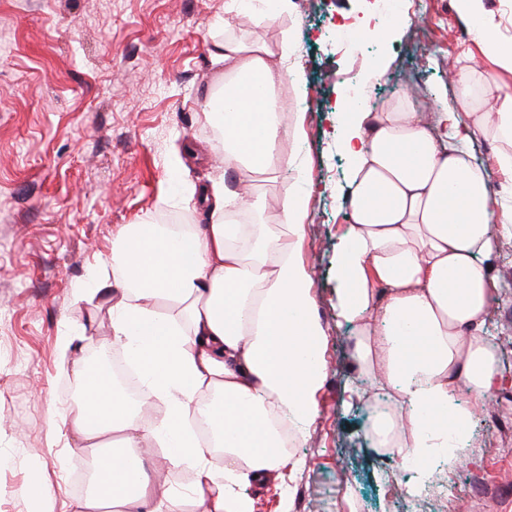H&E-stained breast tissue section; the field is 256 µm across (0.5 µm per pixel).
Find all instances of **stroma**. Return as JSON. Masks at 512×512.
<instances>
[{
    "label": "stroma",
    "instance_id": "stroma-1",
    "mask_svg": "<svg viewBox=\"0 0 512 512\" xmlns=\"http://www.w3.org/2000/svg\"><path fill=\"white\" fill-rule=\"evenodd\" d=\"M293 3L289 17L255 28L229 16L226 0H0V512H30L35 474L52 512H73L84 498L73 485L86 453L71 429L68 389L87 348L113 338L109 303L85 301L76 288L111 257L122 226L208 223V209L185 205L182 194L224 176L202 115L224 83L215 45L229 37L273 45L288 26L307 92L289 81L279 89L287 123L305 115L282 150L311 163L302 255L328 331V374L321 414L295 453L301 470L245 493L254 512H450L449 494L463 512H493L471 488L476 472L512 461V239L489 262L499 297L486 335L505 381L480 402L463 462L436 475L429 497L410 498L409 473L368 437L371 407L349 400L367 382L351 358L352 331L336 318L332 261L348 222V187L334 137L346 76L356 77L372 110L413 88L431 113L457 96L462 64L511 87L512 74L499 72L472 37L449 54L445 20L455 0H405L411 24L402 29L375 22L379 0ZM347 20L365 33L352 53L321 37ZM375 62L385 69L377 79L368 72Z\"/></svg>",
    "mask_w": 512,
    "mask_h": 512
}]
</instances>
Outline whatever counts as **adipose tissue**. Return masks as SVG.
I'll return each mask as SVG.
<instances>
[{"label":"adipose tissue","mask_w":512,"mask_h":512,"mask_svg":"<svg viewBox=\"0 0 512 512\" xmlns=\"http://www.w3.org/2000/svg\"><path fill=\"white\" fill-rule=\"evenodd\" d=\"M500 71L512 73L482 0H456ZM297 44L283 30L277 47L228 40L223 104L209 102L225 170L261 182L288 166L296 181L274 208L252 189L223 181L203 189L210 224L178 233L144 222L122 227L112 260L96 271L100 291H117L112 335L136 368L146 395L165 414L152 425L169 460L193 466L187 493L156 489L135 457L95 458V479L76 512H253L242 488L298 470L289 436H307L327 377L325 329L301 254L312 193L307 160L284 153L287 132L277 91L284 80L304 90L291 66ZM460 95L442 104L430 131L409 96L385 110L344 113L336 141L347 160L349 222L337 237L336 316L355 330L352 356L393 410L373 433L402 462L421 463L423 493L434 468L454 470L472 435L475 408L501 382L484 336L497 299L485 259L512 237V88L497 87L490 111L471 95L479 72L460 66ZM258 98H248L251 86ZM482 136L501 145L494 166L476 163L465 145ZM257 214L259 224L239 223ZM163 301L168 314L156 312ZM75 434L95 442L116 432L133 447L141 410L104 374L83 370ZM226 465L209 464L213 449Z\"/></svg>","instance_id":"ef3b65f1"}]
</instances>
